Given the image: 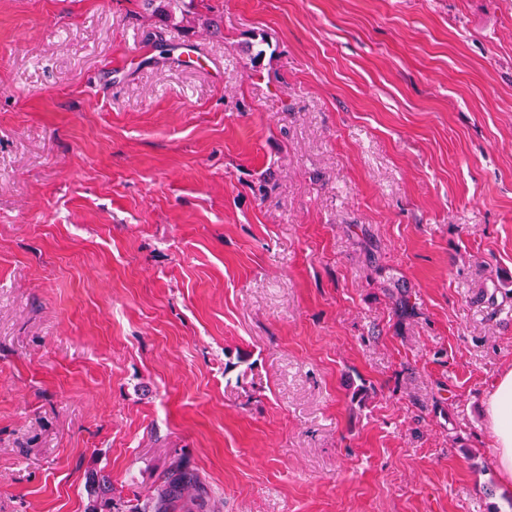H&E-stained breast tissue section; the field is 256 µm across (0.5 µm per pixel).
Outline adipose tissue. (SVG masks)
Segmentation results:
<instances>
[{
    "label": "adipose tissue",
    "instance_id": "1",
    "mask_svg": "<svg viewBox=\"0 0 512 512\" xmlns=\"http://www.w3.org/2000/svg\"><path fill=\"white\" fill-rule=\"evenodd\" d=\"M484 406L493 438L494 466L501 480V491L512 495V370L498 377Z\"/></svg>",
    "mask_w": 512,
    "mask_h": 512
}]
</instances>
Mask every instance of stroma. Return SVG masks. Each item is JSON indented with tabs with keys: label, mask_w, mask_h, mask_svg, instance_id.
Instances as JSON below:
<instances>
[{
	"label": "stroma",
	"mask_w": 512,
	"mask_h": 512,
	"mask_svg": "<svg viewBox=\"0 0 512 512\" xmlns=\"http://www.w3.org/2000/svg\"><path fill=\"white\" fill-rule=\"evenodd\" d=\"M508 370L512 0H0V512H512ZM146 7L154 15L162 18L166 22H171L176 19L177 12L183 14L187 12L194 2L189 0H141ZM484 406L495 448L494 466L501 480L500 493L512 495V370L498 377ZM203 491L198 475L180 462H174L157 487L155 497L135 505L131 512H174L179 502L186 508L183 512H193L189 505H195Z\"/></svg>",
	"instance_id": "stroma-1"
}]
</instances>
